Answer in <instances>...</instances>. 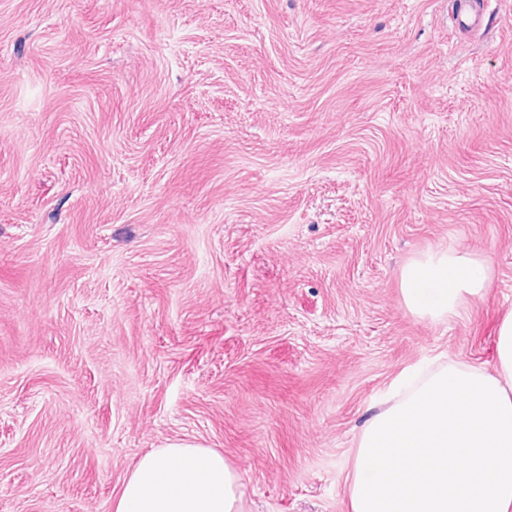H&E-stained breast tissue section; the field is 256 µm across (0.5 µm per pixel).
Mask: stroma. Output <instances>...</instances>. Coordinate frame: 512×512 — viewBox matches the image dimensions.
Here are the masks:
<instances>
[{
	"label": "stroma",
	"mask_w": 512,
	"mask_h": 512,
	"mask_svg": "<svg viewBox=\"0 0 512 512\" xmlns=\"http://www.w3.org/2000/svg\"><path fill=\"white\" fill-rule=\"evenodd\" d=\"M0 0V512H112L223 452L244 512H349L405 368L512 311V0ZM492 278L413 314L403 266ZM490 275L487 260L461 247L429 250L410 261L402 272L407 307L431 320L457 316L469 297L482 294Z\"/></svg>",
	"instance_id": "obj_1"
}]
</instances>
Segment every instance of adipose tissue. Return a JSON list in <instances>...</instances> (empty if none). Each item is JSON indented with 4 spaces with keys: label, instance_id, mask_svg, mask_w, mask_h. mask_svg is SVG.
<instances>
[{
    "label": "adipose tissue",
    "instance_id": "obj_1",
    "mask_svg": "<svg viewBox=\"0 0 512 512\" xmlns=\"http://www.w3.org/2000/svg\"><path fill=\"white\" fill-rule=\"evenodd\" d=\"M490 266L466 249L430 250L404 268L419 316H457ZM494 371L449 362L393 383L366 424L349 484L350 512H512V313L496 329ZM114 512H243L238 474L221 452L175 443L138 459Z\"/></svg>",
    "mask_w": 512,
    "mask_h": 512
}]
</instances>
